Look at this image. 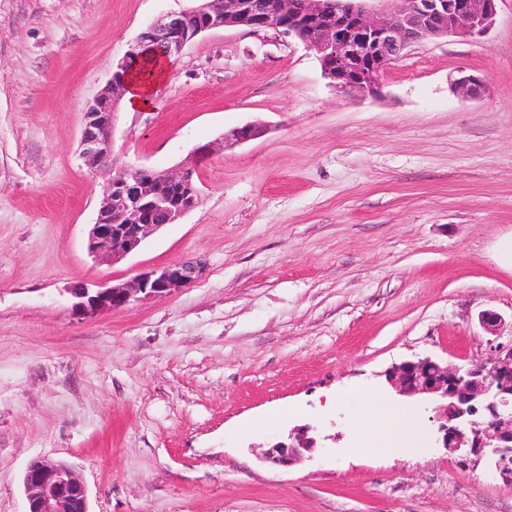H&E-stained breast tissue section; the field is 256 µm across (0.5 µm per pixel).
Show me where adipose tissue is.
Instances as JSON below:
<instances>
[{"label":"adipose tissue","instance_id":"ef3b65f1","mask_svg":"<svg viewBox=\"0 0 512 512\" xmlns=\"http://www.w3.org/2000/svg\"><path fill=\"white\" fill-rule=\"evenodd\" d=\"M169 67V62L153 52H145L142 65L131 73L126 84L124 107L131 112L151 109ZM365 400L370 411L368 421L376 435V452L396 454L418 444L419 423L412 406L387 403L372 392L366 393Z\"/></svg>","mask_w":512,"mask_h":512}]
</instances>
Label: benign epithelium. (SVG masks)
I'll use <instances>...</instances> for the list:
<instances>
[{"label":"benign epithelium","instance_id":"obj_1","mask_svg":"<svg viewBox=\"0 0 512 512\" xmlns=\"http://www.w3.org/2000/svg\"><path fill=\"white\" fill-rule=\"evenodd\" d=\"M497 0H199V5L168 14L150 24L119 64L108 87L84 113L80 157L93 172L105 175L97 218L88 236V251L122 259L166 224H173L199 200L195 175L210 153L198 149L193 161L172 170L126 169L117 166L113 128L125 79L140 49L150 48L169 59L181 54L200 34L246 26L293 36L314 52L324 76L348 94L374 95L383 71L411 44L455 35L477 38L494 23ZM203 20L196 31L188 21ZM486 77L461 73L455 90L466 98L481 96ZM263 127L247 124L222 138L243 143L260 137ZM200 270L183 261L143 273L133 280L91 294L74 292L85 313L124 308L131 302L172 295L191 284ZM396 393L433 403V421L444 448L462 458L484 461L512 484V343L498 345L485 360L457 367L430 357L393 366L386 373ZM316 447L308 428H296L287 439L268 447L262 458L278 467L298 463ZM23 485L26 512H89L87 490L66 462L36 457L27 465Z\"/></svg>","mask_w":512,"mask_h":512}]
</instances>
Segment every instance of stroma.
Here are the masks:
<instances>
[{
    "instance_id": "1",
    "label": "stroma",
    "mask_w": 512,
    "mask_h": 512,
    "mask_svg": "<svg viewBox=\"0 0 512 512\" xmlns=\"http://www.w3.org/2000/svg\"><path fill=\"white\" fill-rule=\"evenodd\" d=\"M192 5L0 0V512H25L38 456L75 469L90 512H512V485L442 448L424 404L416 450L373 452L358 425L364 391L396 400L394 364L512 342V0L482 39L406 49L367 98L295 39L203 33L152 109L115 117L126 165L211 145L199 203L93 258L84 113L140 33ZM462 70L485 93L457 94ZM251 123L264 134L221 146ZM188 258L204 267L172 295L73 309L72 289ZM301 425L311 457L262 459Z\"/></svg>"
}]
</instances>
